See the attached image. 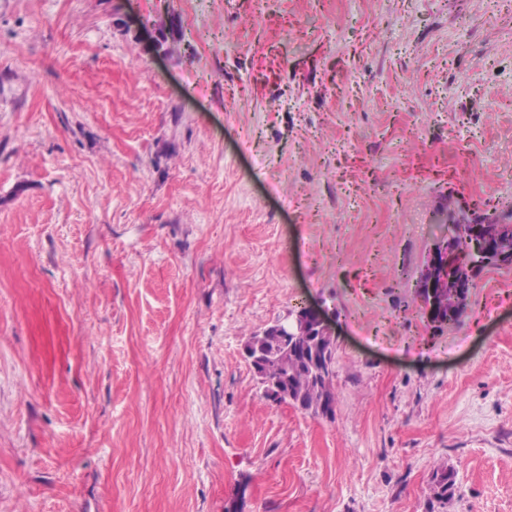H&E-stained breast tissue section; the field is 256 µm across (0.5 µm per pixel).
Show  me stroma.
Here are the masks:
<instances>
[{
	"label": "stroma",
	"mask_w": 512,
	"mask_h": 512,
	"mask_svg": "<svg viewBox=\"0 0 512 512\" xmlns=\"http://www.w3.org/2000/svg\"><path fill=\"white\" fill-rule=\"evenodd\" d=\"M463 211L512 0H0V512H512V268L416 297ZM307 305L329 418L243 352ZM290 317H292V314H289L284 320L277 321L275 324L257 335L264 336L265 334L274 331L279 336L287 337L288 334H291L294 327L298 330L304 328L307 325L309 318L312 317L315 322L314 328L318 329L320 338L324 342L329 343L332 350H335L336 343L334 330L325 317V314L320 309L310 306L300 307L294 317Z\"/></svg>",
	"instance_id": "1"
}]
</instances>
